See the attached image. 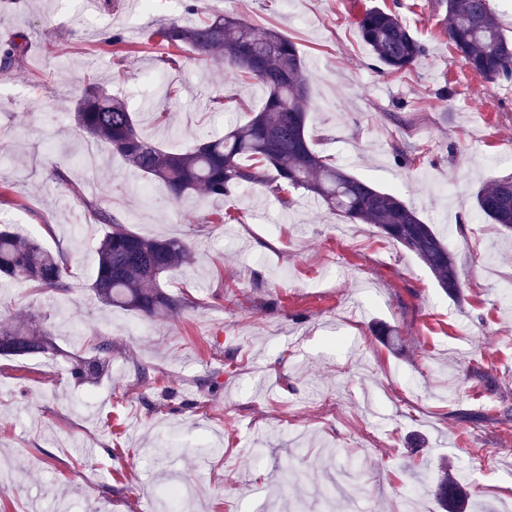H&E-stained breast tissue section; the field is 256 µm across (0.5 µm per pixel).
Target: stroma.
<instances>
[{"instance_id": "obj_1", "label": "stroma", "mask_w": 512, "mask_h": 512, "mask_svg": "<svg viewBox=\"0 0 512 512\" xmlns=\"http://www.w3.org/2000/svg\"><path fill=\"white\" fill-rule=\"evenodd\" d=\"M234 13L294 41L310 76L316 151L397 192L442 232L457 298L371 224L265 188L172 203L160 183L74 123L94 82L139 131L178 151L261 108L265 88L162 42L159 28ZM395 13L427 48L383 72L355 20ZM445 0H0V221L68 260L67 295L0 288V327L38 313L56 357H0V512H164L181 484L192 512H323L314 488L347 471L362 512H441L442 469L468 476L466 512H512V233L482 218L477 191L512 176V84L466 66L441 21ZM118 32L119 45L104 43ZM408 166L397 162L398 156ZM67 169L76 194L48 178ZM96 204L146 237L177 236L192 264L166 290L176 315L110 309L90 292L111 232ZM397 330L387 347L376 330ZM112 352L91 387L69 359Z\"/></svg>"}]
</instances>
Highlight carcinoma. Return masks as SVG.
Wrapping results in <instances>:
<instances>
[{
    "instance_id": "cac0c4a2",
    "label": "carcinoma",
    "mask_w": 512,
    "mask_h": 512,
    "mask_svg": "<svg viewBox=\"0 0 512 512\" xmlns=\"http://www.w3.org/2000/svg\"><path fill=\"white\" fill-rule=\"evenodd\" d=\"M364 42L387 73L395 74L422 62L425 45L395 14L380 7L366 9L357 21ZM444 31L448 41L475 73L502 83L512 82V41L502 33L491 0H446ZM168 44L189 47L197 55L221 61L238 75L268 90L262 108L222 137H197L183 151H166L142 136L125 102L93 83L81 94L74 112L79 129L103 142L133 168L166 187L182 200L202 191L222 197L242 186H263L274 194L302 189L308 198L344 218L373 224L380 234L413 253L450 297L463 288L460 273L444 237L421 219L401 197L336 166L313 148L308 114L313 102L309 76L296 44L274 29L258 31L233 14L217 13L191 25L169 22L158 30ZM252 57H243L245 45ZM26 46L13 41L3 49V68L22 59ZM249 157L252 164L240 162ZM477 212L512 230V177L489 181L476 194ZM92 212L112 225L100 242L95 275L90 283L106 306L143 316L180 312L183 301L164 289L174 268L192 260L188 242L179 237H145L133 232L107 210ZM0 276L31 283L57 294L69 293L63 259L37 240L0 225ZM54 349L51 333L36 322L0 329V356L30 357ZM111 349L102 341L97 355L72 364L77 383L99 377L101 356ZM443 512H463L468 490L443 472L433 490Z\"/></svg>"
}]
</instances>
